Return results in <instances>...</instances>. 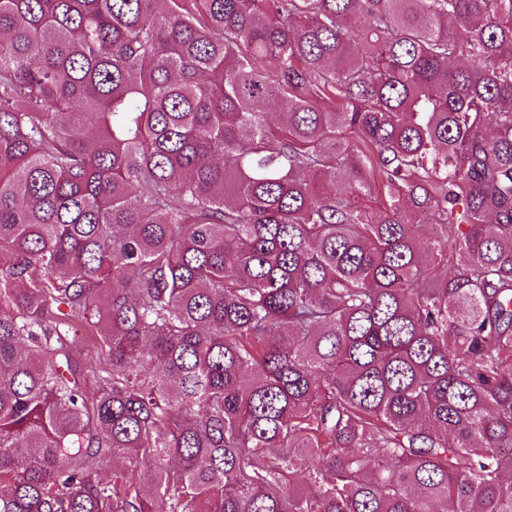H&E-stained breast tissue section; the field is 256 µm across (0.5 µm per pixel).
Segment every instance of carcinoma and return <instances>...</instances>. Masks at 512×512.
Here are the masks:
<instances>
[{
    "label": "carcinoma",
    "mask_w": 512,
    "mask_h": 512,
    "mask_svg": "<svg viewBox=\"0 0 512 512\" xmlns=\"http://www.w3.org/2000/svg\"><path fill=\"white\" fill-rule=\"evenodd\" d=\"M0 512H512V0H0Z\"/></svg>",
    "instance_id": "carcinoma-1"
}]
</instances>
